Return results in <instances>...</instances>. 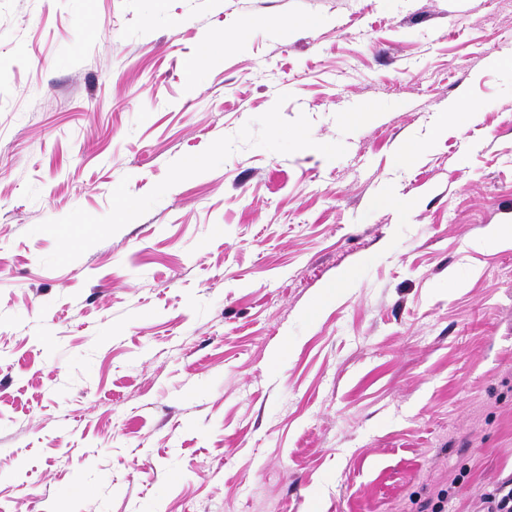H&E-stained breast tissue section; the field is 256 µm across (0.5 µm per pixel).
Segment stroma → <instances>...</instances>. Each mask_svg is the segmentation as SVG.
Wrapping results in <instances>:
<instances>
[{"instance_id": "1", "label": "stroma", "mask_w": 512, "mask_h": 512, "mask_svg": "<svg viewBox=\"0 0 512 512\" xmlns=\"http://www.w3.org/2000/svg\"><path fill=\"white\" fill-rule=\"evenodd\" d=\"M495 224L512 0H0V512H482ZM476 111L470 105L466 103L453 104L449 108V112L439 120V122L433 128V134H440L448 130V116L450 119H454L458 123H470L475 118Z\"/></svg>"}]
</instances>
